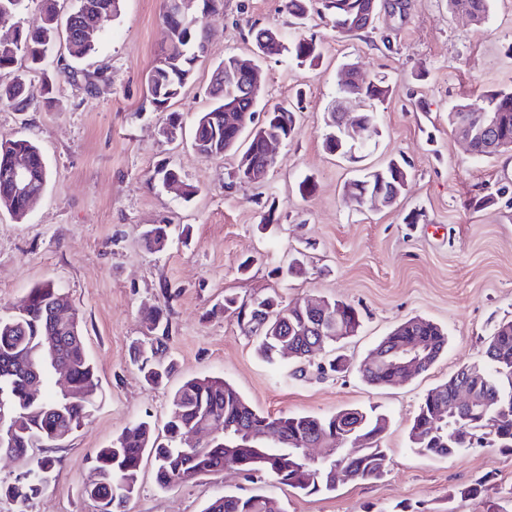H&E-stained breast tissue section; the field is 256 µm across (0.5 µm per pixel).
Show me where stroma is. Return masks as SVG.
Wrapping results in <instances>:
<instances>
[{
  "instance_id": "obj_1",
  "label": "stroma",
  "mask_w": 512,
  "mask_h": 512,
  "mask_svg": "<svg viewBox=\"0 0 512 512\" xmlns=\"http://www.w3.org/2000/svg\"><path fill=\"white\" fill-rule=\"evenodd\" d=\"M372 29L336 34L310 14L305 32L321 46L318 66L282 54L267 58L261 104L299 99L296 133L279 147L266 179L244 184L236 159L200 156L186 138L162 133L146 77L169 42L164 0H121L117 17L81 61L102 72L94 91L69 79L65 43L44 69L18 58L13 71L32 85L52 82L54 97L25 111L0 106V135L33 140L50 177L24 222L0 211V314L30 288L53 282L83 316V334L99 387L85 423L67 439L43 444L54 459L45 491L30 512H98L84 492L97 449L142 419L163 427L173 389L186 378L218 376L262 413L328 415L375 408L388 420L381 439L387 473L375 483L340 478L333 492L307 495L270 479L229 469L160 489L143 461L128 512H203L226 494L271 495L285 512H512V456L472 448L449 459L416 453L408 433L423 395L459 367L481 361L494 328L512 320V150L476 159L448 124L458 102L478 103L512 90V0H492L476 26L448 0H379ZM284 0H224L223 12L196 15L207 36L203 57L170 110L191 127L211 103L212 71L225 56L252 49L250 25L291 31ZM350 62L384 79L387 98L354 156L323 148L328 113L358 111L338 91ZM402 159L410 178L390 207L373 211L344 193L350 179ZM195 186L190 199L166 190L162 166ZM313 185L305 191L303 182ZM505 188L480 205L487 188ZM167 224L172 235L146 251L142 232ZM301 272L284 275L291 261ZM278 295L284 301L329 298L356 307L361 326L338 352L359 362L397 324L422 317L442 326L448 346L408 384L375 387L356 370L320 373L292 358L269 364L256 337L224 311ZM169 305L163 359H174L167 388L147 385L132 362L149 344L150 307ZM483 481L476 497L458 489Z\"/></svg>"
}]
</instances>
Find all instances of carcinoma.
<instances>
[{
	"label": "carcinoma",
	"instance_id": "1",
	"mask_svg": "<svg viewBox=\"0 0 512 512\" xmlns=\"http://www.w3.org/2000/svg\"><path fill=\"white\" fill-rule=\"evenodd\" d=\"M317 2L321 14L336 33L356 36L369 29L375 19L372 0H284V8L294 18L293 26L306 25L309 4ZM468 4L469 15L479 23L488 17L491 0H448L453 9ZM36 18L17 29L16 42L0 47V72L13 67L22 55L34 66L43 64L59 37L57 0H40ZM120 0H77L66 22L65 39L71 57L80 60L95 51V40L82 36L91 24L102 32L117 16ZM163 21L170 31V44L147 75L148 93L156 108L178 98L193 74L197 59L205 51V36L190 23L174 21L164 12ZM288 55L304 63L320 58L319 45L311 36L297 35L288 43ZM233 56L224 58L212 76L216 102L196 116L192 139L197 152L205 158L224 157V146L231 153L241 151L253 157L261 155V139L255 132H238L224 124V101H234L241 112L251 111V100L238 82L231 78ZM340 92L344 97L361 96L366 115L376 118L377 106L387 94L381 80L362 89L343 74ZM34 90L26 80L14 76L0 83V104L25 111ZM498 114L494 139L512 144V92L499 91L483 98L480 106L459 103L448 112V124L456 127L457 116L464 113L477 120L484 112ZM272 117L264 127L271 136L285 140L293 137L296 110L290 104L271 109ZM27 158L31 191L23 196L8 189L6 178L13 158ZM49 178L47 163L39 148L21 137L0 136V210H7L21 223L40 200ZM406 164L392 160L387 166L370 171L347 183L346 191L360 193L361 185L381 186L392 196L407 182ZM171 236V225L152 224L143 232L149 250L164 247ZM67 300L53 283L30 289L8 315L0 316V456L28 457L29 449L40 442H58L68 437L89 416L91 398L97 388L96 369L83 341V318L77 309L67 325H58L55 311ZM224 312L236 315L245 331L258 337L257 351L268 363L278 359L288 345L299 352L297 359L309 362L329 354L360 327L359 311L346 305L341 312V332L330 336L301 333L310 322V312L291 301L284 305L275 297H266L247 310L232 296L224 297ZM423 342L431 347L430 369L447 346L442 327L425 319H408L398 324L379 343L378 348ZM159 346L138 350V369L144 380L154 386L165 384L172 366L156 359ZM67 364L71 373V396L39 391L53 370L54 360ZM361 378L372 386H387L391 374L376 367H358ZM474 392V401L464 408H452L459 385ZM350 421L351 437L361 442L354 456L330 448L320 458L306 452V441L336 432V426ZM216 425L221 433L205 435ZM386 419L358 408L339 410L331 415L263 414L229 382L221 377H196L184 381L171 396L165 435L155 434L151 424L139 420L129 423L112 444L95 452L94 464L85 493L98 503L99 512H126L137 493V478L143 459L155 464V481L161 488L187 484L200 476L221 472L232 466L250 475L269 478L307 495L322 494L336 488V469L349 479L375 482L386 472V455L379 441ZM277 432L284 440L280 448L268 446L265 435ZM411 447L419 454L451 458L468 448H491L512 455V320L500 322L490 336L481 362L458 368L448 380L429 390L421 399L409 432ZM55 466L49 456L39 457L12 483H0V498L15 505V512H29L32 501L46 488ZM205 512H283L277 499L269 496L226 495L212 502Z\"/></svg>",
	"mask_w": 512,
	"mask_h": 512
}]
</instances>
